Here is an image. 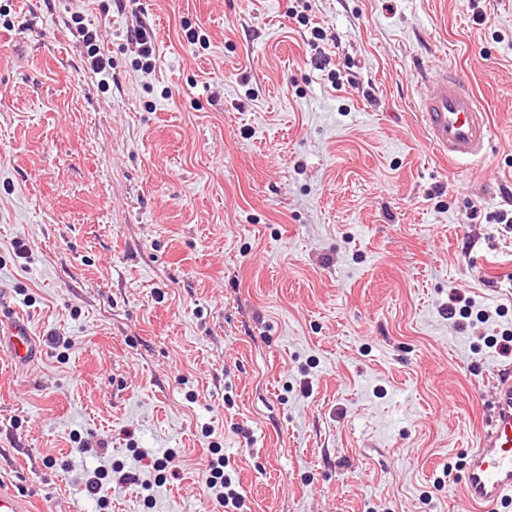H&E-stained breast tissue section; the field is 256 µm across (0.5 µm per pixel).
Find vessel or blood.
<instances>
[{
    "label": "vessel or blood",
    "mask_w": 512,
    "mask_h": 512,
    "mask_svg": "<svg viewBox=\"0 0 512 512\" xmlns=\"http://www.w3.org/2000/svg\"><path fill=\"white\" fill-rule=\"evenodd\" d=\"M428 140L449 163L484 158L490 140L489 114L468 81L459 74H440L418 104ZM21 365L39 356L36 338L21 318L0 332V350ZM467 512H500L512 505V369L495 371L491 413L461 477Z\"/></svg>",
    "instance_id": "b4317fda"
}]
</instances>
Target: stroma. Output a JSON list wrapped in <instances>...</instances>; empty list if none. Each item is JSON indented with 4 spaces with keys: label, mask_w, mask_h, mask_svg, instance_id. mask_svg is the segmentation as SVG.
Instances as JSON below:
<instances>
[{
    "label": "stroma",
    "mask_w": 512,
    "mask_h": 512,
    "mask_svg": "<svg viewBox=\"0 0 512 512\" xmlns=\"http://www.w3.org/2000/svg\"><path fill=\"white\" fill-rule=\"evenodd\" d=\"M69 7L0 0V293L41 345L0 351V485L222 512L217 446L242 512H461L512 363V0H84L101 74ZM446 69L491 125L455 168L418 109ZM71 22L75 24V30L77 37L81 39V42L86 48V60L87 69L92 73H101L107 67H110V58L104 57L100 53V46L98 42L101 41L102 33L97 28H89L84 23V14L80 11H73L70 15ZM128 39L137 46V57L134 67L138 71L150 74L155 67L154 36L151 30L143 25L128 30Z\"/></svg>",
    "instance_id": "1"
}]
</instances>
